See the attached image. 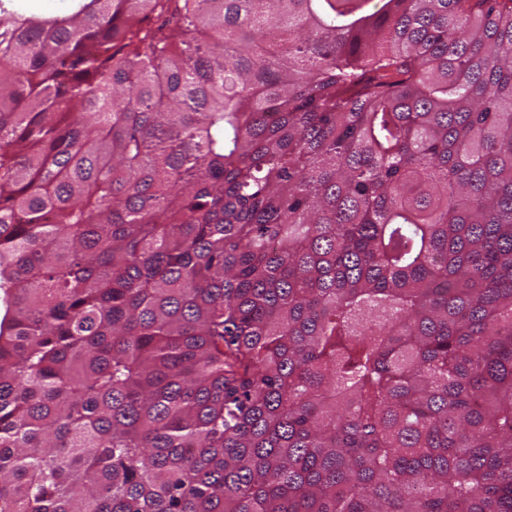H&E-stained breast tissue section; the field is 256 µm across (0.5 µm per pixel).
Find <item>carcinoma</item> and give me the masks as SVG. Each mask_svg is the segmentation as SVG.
<instances>
[{"instance_id": "obj_1", "label": "carcinoma", "mask_w": 512, "mask_h": 512, "mask_svg": "<svg viewBox=\"0 0 512 512\" xmlns=\"http://www.w3.org/2000/svg\"><path fill=\"white\" fill-rule=\"evenodd\" d=\"M0 0V512H512V0ZM59 2L56 4L54 2ZM20 7L24 12L34 13L40 16L64 15L68 12L69 0H22Z\"/></svg>"}]
</instances>
